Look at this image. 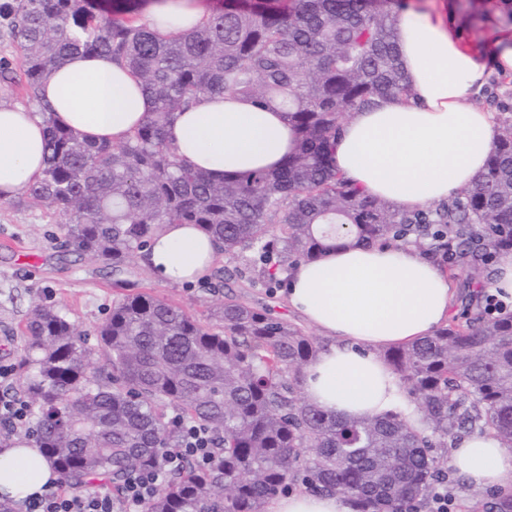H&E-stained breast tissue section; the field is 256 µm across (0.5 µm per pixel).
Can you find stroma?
<instances>
[{
  "label": "stroma",
  "mask_w": 512,
  "mask_h": 512,
  "mask_svg": "<svg viewBox=\"0 0 512 512\" xmlns=\"http://www.w3.org/2000/svg\"><path fill=\"white\" fill-rule=\"evenodd\" d=\"M60 240L52 208L23 193L0 203V365L16 362L21 327L33 305L55 303L92 336L122 294L111 267L74 260L60 249ZM136 278L154 295L199 314L210 298L198 284L163 283L144 268Z\"/></svg>",
  "instance_id": "stroma-1"
}]
</instances>
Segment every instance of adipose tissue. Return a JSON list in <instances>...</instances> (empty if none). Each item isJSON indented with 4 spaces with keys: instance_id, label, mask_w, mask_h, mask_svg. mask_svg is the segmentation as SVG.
<instances>
[{
    "instance_id": "obj_1",
    "label": "adipose tissue",
    "mask_w": 512,
    "mask_h": 512,
    "mask_svg": "<svg viewBox=\"0 0 512 512\" xmlns=\"http://www.w3.org/2000/svg\"><path fill=\"white\" fill-rule=\"evenodd\" d=\"M204 16L198 0H157L149 19L168 33L190 30ZM396 40L411 99L388 97L354 113L340 126L335 157L352 184L414 210L447 199L481 174L499 126L472 98L483 91L487 69L512 74V27L468 43L437 5L403 13ZM41 97L58 124L112 144L124 142L153 110L140 83L105 54L70 56L45 81ZM169 139L187 165L216 182L229 171L280 168L296 146L282 113L221 96L179 113ZM44 151L40 115L0 104V201L40 174ZM217 257L214 242L194 225L167 224L145 263L157 279L182 284L209 274ZM455 295L445 271L413 246L337 248L299 264L284 302L326 340L302 374L307 402L349 419L400 410L418 420L381 353L447 325ZM448 465L476 488L512 492V448L495 437H458ZM56 480L38 449L0 450V494L30 499ZM266 512H352V506L341 495L298 489L269 499Z\"/></svg>"
}]
</instances>
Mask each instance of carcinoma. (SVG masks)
<instances>
[{
  "label": "carcinoma",
  "instance_id": "cac0c4a2",
  "mask_svg": "<svg viewBox=\"0 0 512 512\" xmlns=\"http://www.w3.org/2000/svg\"><path fill=\"white\" fill-rule=\"evenodd\" d=\"M154 2L0 3L47 132L42 175L25 193L58 211L66 245L112 267L118 288L163 225L199 226L224 257L203 285L224 298L202 319L149 291L123 295L96 330L102 365L66 313L36 305L14 364L32 415L19 438H31L64 487L119 489L175 447L172 415L207 428L209 464L168 474L148 512H264L295 482L344 495L356 512H406L439 481L433 449L459 432L512 448V314L487 315L482 295L496 257L512 253V117L500 121L474 185L402 210L350 184L334 155L345 117L384 97L411 98L396 12L380 0H224L195 29L163 35L145 19ZM75 53L111 55L152 97L153 111L123 143L62 127L43 103V81ZM212 95L284 113L295 152L278 170L220 183L189 167L167 129ZM360 243L424 244L449 271L467 268L459 316L382 353L419 426L402 412L348 420L308 405L301 373L320 347L243 292L260 283L274 293L296 264ZM481 508L512 512V493Z\"/></svg>",
  "mask_w": 512,
  "mask_h": 512
}]
</instances>
